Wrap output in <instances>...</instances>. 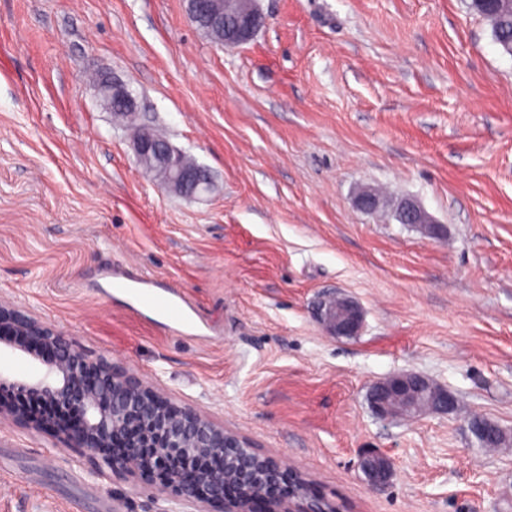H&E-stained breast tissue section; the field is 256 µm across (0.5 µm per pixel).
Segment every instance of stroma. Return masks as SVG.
Returning <instances> with one entry per match:
<instances>
[{
    "label": "stroma",
    "instance_id": "35a3bbf8",
    "mask_svg": "<svg viewBox=\"0 0 512 512\" xmlns=\"http://www.w3.org/2000/svg\"><path fill=\"white\" fill-rule=\"evenodd\" d=\"M471 0H259L224 48L186 0H0V302L124 363L173 402L250 438L342 512H512V56ZM126 85L138 119L208 170L175 195L137 164L90 83ZM379 189L374 214L355 205ZM415 199L433 238L393 207ZM133 271L175 286L192 336L132 313ZM365 312L334 338L312 306ZM419 373L457 408L378 419L366 395ZM376 453L389 485L359 468ZM0 512H172L52 434L0 420ZM238 17L233 24L224 22V39L226 47H236L249 42L256 31L265 24V17L258 9L257 0H240ZM317 320L324 332L332 337L358 336L364 324V311L352 297L326 292L316 307ZM369 486L374 490H382L392 476L390 461L381 455L365 456L360 463Z\"/></svg>",
    "mask_w": 512,
    "mask_h": 512
}]
</instances>
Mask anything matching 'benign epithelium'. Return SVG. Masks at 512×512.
<instances>
[{"mask_svg": "<svg viewBox=\"0 0 512 512\" xmlns=\"http://www.w3.org/2000/svg\"><path fill=\"white\" fill-rule=\"evenodd\" d=\"M187 2L192 23H198L200 10L213 12L215 21H220L219 0ZM256 2L238 0L236 21L224 24V46L249 42L265 24ZM100 95L105 103L137 110L136 98L123 86L104 82ZM133 150L138 162L150 157L159 161L154 179L165 188L181 192L189 184L201 194L210 192L212 180L207 170L199 165L184 171L183 152L155 137L149 128L133 141ZM357 205L372 212L379 207L380 197L365 190L357 197ZM395 216L399 223L422 227L434 238L442 234L441 227L412 199L401 200ZM316 316L332 337L357 336L364 324L361 305L334 291L321 295ZM0 336L10 348L45 366L44 372L31 380L11 381L0 376V390L8 387L23 401L31 397L43 400L57 421L75 419L59 436L67 447L80 448L98 459L114 476L153 487L179 506H222L225 512H252L254 502L263 498L260 487L226 501L229 477L244 483L259 472L262 484L271 486L284 469L282 462L258 451L246 437L224 430L190 407L173 404L128 367L103 358L90 359L55 326L21 307L0 303ZM368 402L373 413L386 420L411 413L447 414L456 406L451 392L417 373L376 382ZM0 419L34 430L46 427V422L31 416L22 405L1 400ZM360 466L374 490L383 489L392 476L390 461L381 455L364 457ZM299 483L300 489L267 500V512H336L325 498L311 494L310 479L301 477Z\"/></svg>", "mask_w": 512, "mask_h": 512, "instance_id": "7a95c632", "label": "benign epithelium"}]
</instances>
